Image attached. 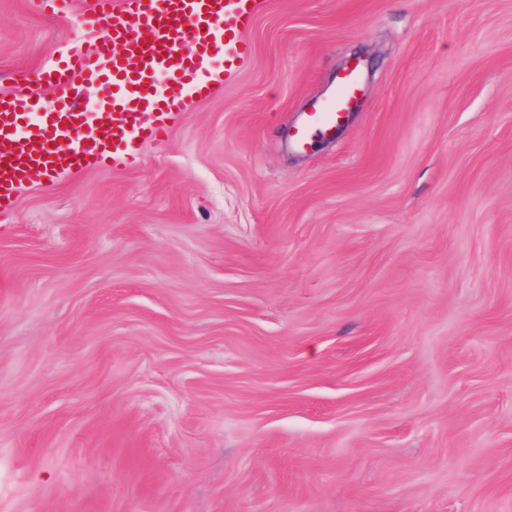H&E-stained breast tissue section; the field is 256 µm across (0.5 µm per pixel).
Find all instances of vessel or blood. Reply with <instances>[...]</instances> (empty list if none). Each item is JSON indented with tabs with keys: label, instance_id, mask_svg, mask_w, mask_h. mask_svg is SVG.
Masks as SVG:
<instances>
[{
	"label": "vessel or blood",
	"instance_id": "vessel-or-blood-1",
	"mask_svg": "<svg viewBox=\"0 0 512 512\" xmlns=\"http://www.w3.org/2000/svg\"><path fill=\"white\" fill-rule=\"evenodd\" d=\"M262 0H94L82 16L102 29L72 43L66 57L42 70L39 84L56 90L44 103L18 88L0 95V211L11 207L32 173L52 177L106 163L135 165L138 143H164L184 111V94L214 91L215 64L232 74L249 57L247 33ZM108 85V119L97 125L79 109L74 84ZM362 92L357 69L336 77L318 111L305 113L290 143L306 151L313 134L332 135Z\"/></svg>",
	"mask_w": 512,
	"mask_h": 512
}]
</instances>
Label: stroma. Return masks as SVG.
I'll return each mask as SVG.
<instances>
[{
	"label": "stroma",
	"mask_w": 512,
	"mask_h": 512,
	"mask_svg": "<svg viewBox=\"0 0 512 512\" xmlns=\"http://www.w3.org/2000/svg\"><path fill=\"white\" fill-rule=\"evenodd\" d=\"M90 2L0 0V92ZM248 38L139 164L0 215V512H512V0H264ZM361 75L357 68L344 70L336 76V88L321 104L318 112H306L290 134L294 150L304 152L316 132L323 137L332 135L346 118L349 108L361 95Z\"/></svg>",
	"instance_id": "1"
}]
</instances>
